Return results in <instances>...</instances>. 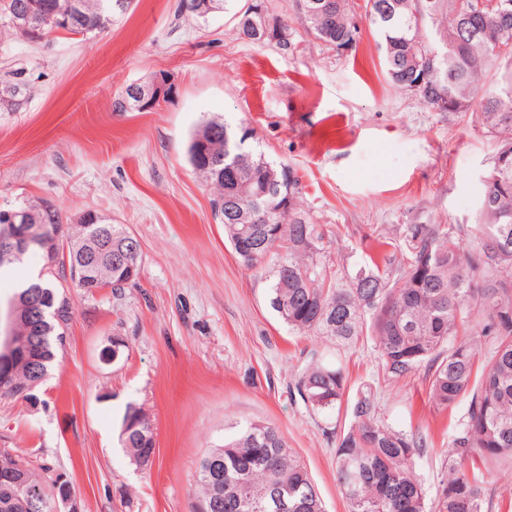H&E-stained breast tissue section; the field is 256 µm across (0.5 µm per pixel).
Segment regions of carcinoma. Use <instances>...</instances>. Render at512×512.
I'll return each mask as SVG.
<instances>
[{
	"instance_id": "cac0c4a2",
	"label": "carcinoma",
	"mask_w": 512,
	"mask_h": 512,
	"mask_svg": "<svg viewBox=\"0 0 512 512\" xmlns=\"http://www.w3.org/2000/svg\"><path fill=\"white\" fill-rule=\"evenodd\" d=\"M113 0H82L80 18L66 28L74 35L103 32L112 23ZM369 22L381 37L384 71L394 86L417 95L437 112H464L473 103L500 148L482 179L478 222L464 227L416 224L402 237V259L384 254L332 282L326 265L324 232L297 212L299 179L247 144L218 119L194 134L189 161L209 188L215 220L240 261L256 267L271 256L270 303L300 333H321L346 344L369 328L387 380L397 382L424 370L433 403L446 409L465 399L467 416L453 442L438 498L430 501L415 474L425 437L381 422L372 388L361 389L350 406L351 423L336 448V479L349 512H493L476 459L512 461V0H368ZM316 38L332 50L355 47L360 28L351 0H295ZM253 5L235 13L242 39L288 46V20L264 9L253 25ZM18 73L7 81L9 112L23 93ZM224 163L215 165V157ZM261 209L249 224H226L227 212ZM45 253L61 256L45 279L21 283L13 296L19 314L26 295L43 291L60 319L47 315L37 327L40 347L30 355L52 370L66 342L75 309L69 289L90 292L100 279L115 292L124 273L112 256L125 249L127 231L102 216L77 224L59 241L61 220L48 207ZM112 237L94 241L97 229ZM475 239L464 249L457 236ZM490 352L477 358L482 339ZM36 379L26 366L15 368L0 399L17 400L16 390ZM342 360L320 358L299 375L294 387L312 409L333 410L345 393ZM152 422L142 407L127 405L119 439L130 460L152 466ZM222 463V481L212 480L211 460ZM49 466L0 448V512H21L3 485L18 482V496L38 488L36 512H54L57 478ZM196 512H325L307 469L282 433L268 423H252L219 448L207 451L194 476Z\"/></svg>"
}]
</instances>
